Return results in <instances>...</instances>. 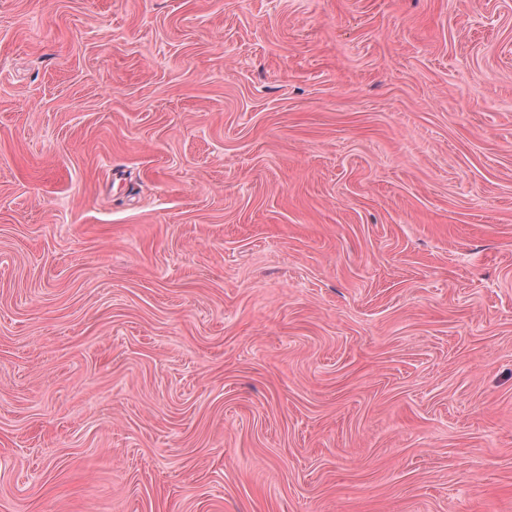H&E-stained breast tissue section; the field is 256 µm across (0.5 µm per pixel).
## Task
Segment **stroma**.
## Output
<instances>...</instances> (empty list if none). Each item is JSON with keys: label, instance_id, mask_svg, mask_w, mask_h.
Returning <instances> with one entry per match:
<instances>
[{"label": "stroma", "instance_id": "stroma-1", "mask_svg": "<svg viewBox=\"0 0 512 512\" xmlns=\"http://www.w3.org/2000/svg\"><path fill=\"white\" fill-rule=\"evenodd\" d=\"M0 512H512V0H0Z\"/></svg>", "mask_w": 512, "mask_h": 512}]
</instances>
